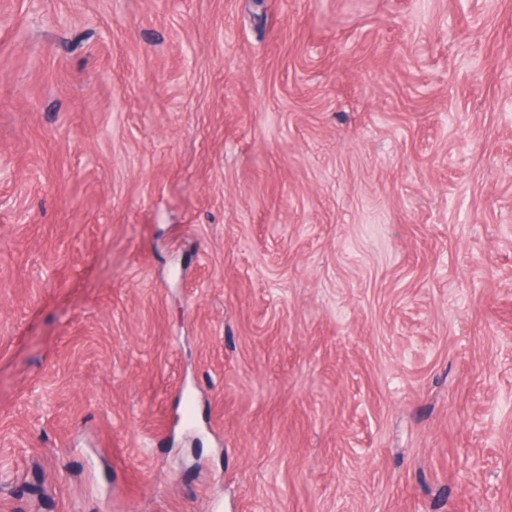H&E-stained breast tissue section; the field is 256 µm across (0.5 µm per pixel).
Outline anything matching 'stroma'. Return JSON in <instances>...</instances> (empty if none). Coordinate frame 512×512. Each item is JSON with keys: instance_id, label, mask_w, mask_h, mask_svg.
Wrapping results in <instances>:
<instances>
[{"instance_id": "obj_1", "label": "stroma", "mask_w": 512, "mask_h": 512, "mask_svg": "<svg viewBox=\"0 0 512 512\" xmlns=\"http://www.w3.org/2000/svg\"><path fill=\"white\" fill-rule=\"evenodd\" d=\"M0 512H512V0H0Z\"/></svg>"}]
</instances>
